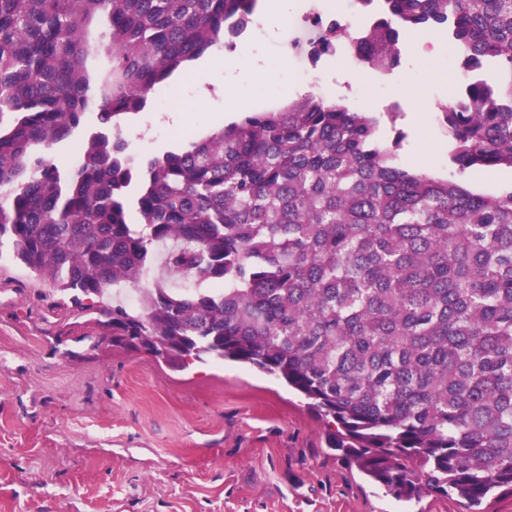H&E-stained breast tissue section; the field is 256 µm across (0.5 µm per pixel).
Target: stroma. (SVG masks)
Masks as SVG:
<instances>
[{
	"mask_svg": "<svg viewBox=\"0 0 512 512\" xmlns=\"http://www.w3.org/2000/svg\"><path fill=\"white\" fill-rule=\"evenodd\" d=\"M445 34L417 28L402 41L392 94L397 121L381 114L377 84L345 64L316 69L357 112L380 117V135L402 128L398 162L452 178L437 104L459 91L455 61L418 60L419 41ZM249 48L278 72L270 85L249 71H211L200 58L156 86L155 108L124 125L136 159L180 150L242 119L225 112L224 89L251 111L295 98L305 54L282 58L268 35ZM100 313L62 300L0 251V512H467L456 499H395L333 446L336 427L276 377L236 361L166 360L112 343Z\"/></svg>",
	"mask_w": 512,
	"mask_h": 512,
	"instance_id": "obj_1",
	"label": "stroma"
}]
</instances>
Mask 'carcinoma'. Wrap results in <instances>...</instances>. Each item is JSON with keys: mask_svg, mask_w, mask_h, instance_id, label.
Listing matches in <instances>:
<instances>
[{"mask_svg": "<svg viewBox=\"0 0 512 512\" xmlns=\"http://www.w3.org/2000/svg\"><path fill=\"white\" fill-rule=\"evenodd\" d=\"M256 4L0 0V246L75 304L140 291L107 310L114 342L282 378L398 499L512 493V189L411 172L403 133L317 96L144 163L120 137ZM362 4L383 70L407 29L447 31L472 73L439 115L449 160L512 169V0ZM167 243L194 287L155 276Z\"/></svg>", "mask_w": 512, "mask_h": 512, "instance_id": "1", "label": "carcinoma"}]
</instances>
